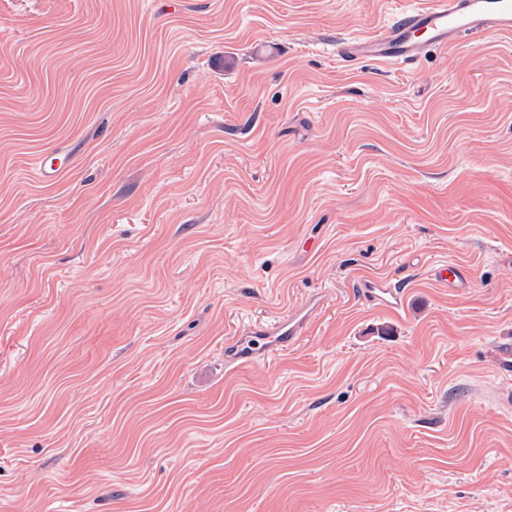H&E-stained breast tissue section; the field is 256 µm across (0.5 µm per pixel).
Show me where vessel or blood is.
Instances as JSON below:
<instances>
[{
    "label": "vessel or blood",
    "mask_w": 512,
    "mask_h": 512,
    "mask_svg": "<svg viewBox=\"0 0 512 512\" xmlns=\"http://www.w3.org/2000/svg\"><path fill=\"white\" fill-rule=\"evenodd\" d=\"M485 34L512 35V0H427L389 18L370 35L341 41L337 58L344 66L361 60L411 65L429 48L454 46L465 37ZM36 166L39 175L50 181L65 170L66 157L57 150L45 151L37 155ZM434 276L452 290L469 285L465 271L455 263L438 266ZM363 288L386 306L396 308L403 302L402 292L389 285L368 281ZM301 329V322L288 320L274 330L257 332L242 346L241 355L250 360L287 349Z\"/></svg>",
    "instance_id": "1"
}]
</instances>
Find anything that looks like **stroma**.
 Here are the masks:
<instances>
[{
    "mask_svg": "<svg viewBox=\"0 0 512 512\" xmlns=\"http://www.w3.org/2000/svg\"><path fill=\"white\" fill-rule=\"evenodd\" d=\"M416 3L0 0V512H512V36L336 58ZM36 166L39 175L46 181L59 176L67 166L66 156L60 151H44L36 157ZM434 276L439 281L447 282L449 290L467 288L470 280L465 271L457 264L448 262L434 269ZM363 288L366 294L388 307L398 308L403 303V292L391 288L389 285L368 281L363 284ZM301 329V320H288L279 323L273 331L255 332L256 335L240 348V357L248 360L264 358L277 349L285 350L296 342Z\"/></svg>",
    "mask_w": 512,
    "mask_h": 512,
    "instance_id": "1",
    "label": "stroma"
}]
</instances>
